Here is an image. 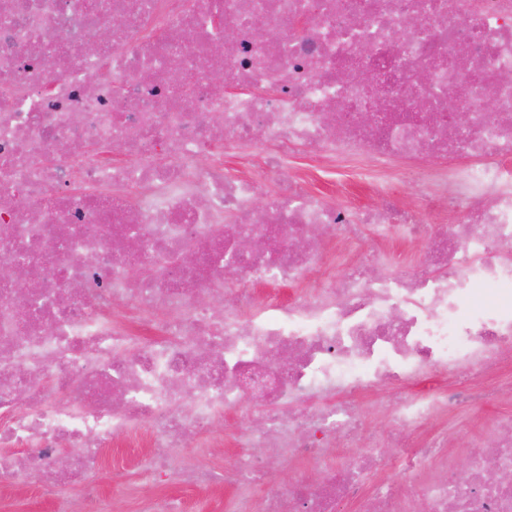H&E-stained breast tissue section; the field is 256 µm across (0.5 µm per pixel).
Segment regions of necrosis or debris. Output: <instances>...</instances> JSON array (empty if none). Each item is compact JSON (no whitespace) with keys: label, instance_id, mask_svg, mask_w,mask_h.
<instances>
[{"label":"necrosis or debris","instance_id":"obj_1","mask_svg":"<svg viewBox=\"0 0 512 512\" xmlns=\"http://www.w3.org/2000/svg\"><path fill=\"white\" fill-rule=\"evenodd\" d=\"M214 18L236 34L218 53ZM505 72L512 0H0V253L27 270L0 274V494L109 512L108 468L116 486L234 489L225 512H512V407L486 382L512 372ZM252 146L261 174L226 176ZM301 152L376 162L379 204L308 193L287 171ZM314 225L341 247L293 249ZM364 225L382 236L366 250ZM249 234L265 247L240 254ZM390 239L422 246L415 275H375ZM383 388L381 439L358 401ZM253 400L230 467L199 466L224 445L213 422ZM132 436L142 454L110 468ZM287 460L319 480L280 476Z\"/></svg>","mask_w":512,"mask_h":512}]
</instances>
